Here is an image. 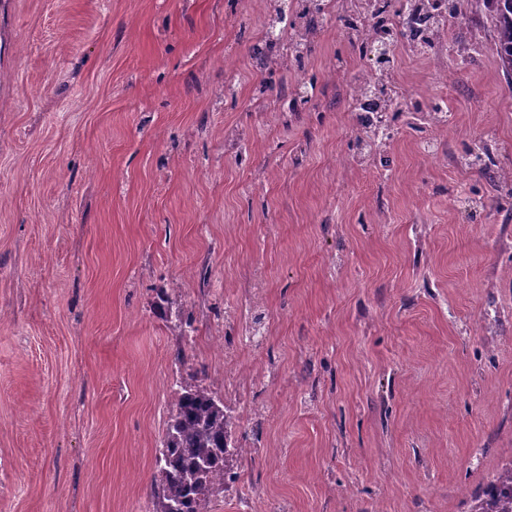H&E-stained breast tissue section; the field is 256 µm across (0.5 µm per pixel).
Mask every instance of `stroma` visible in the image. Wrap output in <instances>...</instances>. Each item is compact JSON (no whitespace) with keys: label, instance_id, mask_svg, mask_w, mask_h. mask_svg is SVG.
Here are the masks:
<instances>
[{"label":"stroma","instance_id":"stroma-1","mask_svg":"<svg viewBox=\"0 0 512 512\" xmlns=\"http://www.w3.org/2000/svg\"><path fill=\"white\" fill-rule=\"evenodd\" d=\"M488 14L392 51L373 159L339 27L269 71L267 0H0V512H156L179 379L259 412L206 512H468L512 461V190L466 162L512 172Z\"/></svg>","mask_w":512,"mask_h":512}]
</instances>
